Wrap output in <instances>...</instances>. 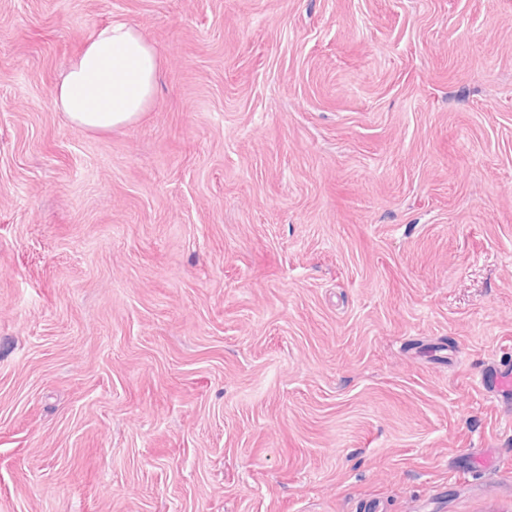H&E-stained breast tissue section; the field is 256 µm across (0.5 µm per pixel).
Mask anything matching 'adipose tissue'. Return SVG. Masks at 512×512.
<instances>
[{"label":"adipose tissue","mask_w":512,"mask_h":512,"mask_svg":"<svg viewBox=\"0 0 512 512\" xmlns=\"http://www.w3.org/2000/svg\"><path fill=\"white\" fill-rule=\"evenodd\" d=\"M162 53L134 25L110 20L73 54L53 105L73 125L108 132L137 122L153 103Z\"/></svg>","instance_id":"1"}]
</instances>
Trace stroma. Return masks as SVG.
<instances>
[{"mask_svg":"<svg viewBox=\"0 0 512 512\" xmlns=\"http://www.w3.org/2000/svg\"><path fill=\"white\" fill-rule=\"evenodd\" d=\"M501 354L512 0H0V512H512ZM162 53L126 21L110 19L73 54L53 105L73 125L108 132L137 122L153 103ZM479 386L496 401L512 403V358L510 361H490L480 372Z\"/></svg>","mask_w":512,"mask_h":512,"instance_id":"stroma-1","label":"stroma"}]
</instances>
